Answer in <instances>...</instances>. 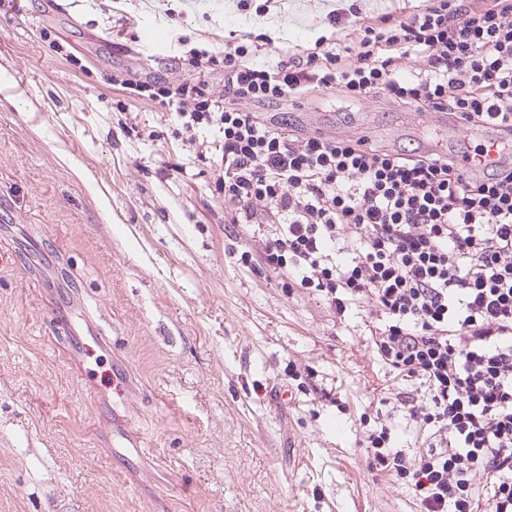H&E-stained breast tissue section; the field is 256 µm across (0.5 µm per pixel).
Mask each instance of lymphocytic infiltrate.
I'll return each instance as SVG.
<instances>
[{"label":"lymphocytic infiltrate","instance_id":"lymphocytic-infiltrate-1","mask_svg":"<svg viewBox=\"0 0 512 512\" xmlns=\"http://www.w3.org/2000/svg\"><path fill=\"white\" fill-rule=\"evenodd\" d=\"M422 54L425 66H403ZM251 48H190L199 80L176 87L123 81L174 116L183 140L202 130L216 186L235 224H271L261 259L335 310L364 300L383 324L378 354L421 380L425 455L407 460L388 430L368 436L376 469L403 475L421 512H512V165L463 175L447 151L395 153L366 139L303 136L287 120L241 110L310 90L355 102L381 94L418 112L462 115L470 129L502 126L512 155V0H426L359 33L356 54L307 51L305 60H252ZM224 70L213 97L202 73ZM350 259L336 261L337 242ZM486 479L475 484L476 471Z\"/></svg>","mask_w":512,"mask_h":512}]
</instances>
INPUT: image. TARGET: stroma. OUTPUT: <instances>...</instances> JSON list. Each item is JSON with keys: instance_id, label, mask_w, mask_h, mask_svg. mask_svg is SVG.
<instances>
[{"instance_id": "1", "label": "stroma", "mask_w": 512, "mask_h": 512, "mask_svg": "<svg viewBox=\"0 0 512 512\" xmlns=\"http://www.w3.org/2000/svg\"><path fill=\"white\" fill-rule=\"evenodd\" d=\"M418 0H13L0 8V512H419L367 465L407 458L428 395L377 353L378 316L291 288L224 221L209 160L124 79H193L187 47L258 63ZM308 133L402 153L439 112L373 96L279 104ZM108 348L83 353L94 333Z\"/></svg>"}]
</instances>
